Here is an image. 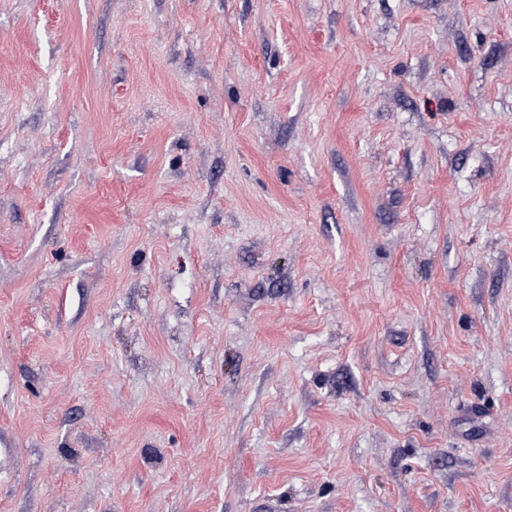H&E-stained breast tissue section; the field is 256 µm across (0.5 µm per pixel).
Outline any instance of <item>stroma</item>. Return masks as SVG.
I'll use <instances>...</instances> for the list:
<instances>
[{
	"mask_svg": "<svg viewBox=\"0 0 512 512\" xmlns=\"http://www.w3.org/2000/svg\"><path fill=\"white\" fill-rule=\"evenodd\" d=\"M0 512H512V0H0Z\"/></svg>",
	"mask_w": 512,
	"mask_h": 512,
	"instance_id": "35a3bbf8",
	"label": "stroma"
}]
</instances>
